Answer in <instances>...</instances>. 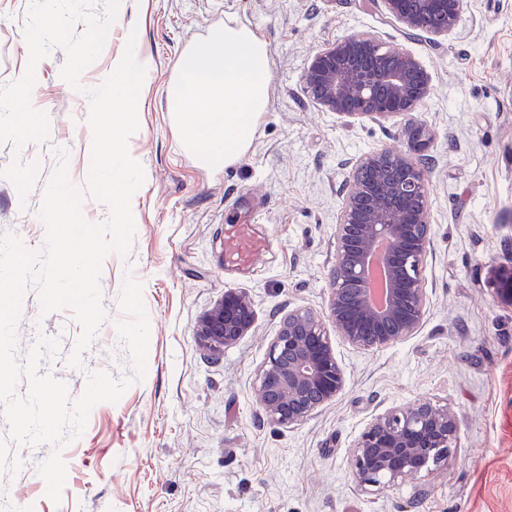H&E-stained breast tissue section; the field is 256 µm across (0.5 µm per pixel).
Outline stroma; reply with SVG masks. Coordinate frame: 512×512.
<instances>
[{"label":"stroma","instance_id":"1","mask_svg":"<svg viewBox=\"0 0 512 512\" xmlns=\"http://www.w3.org/2000/svg\"><path fill=\"white\" fill-rule=\"evenodd\" d=\"M227 18L266 41L271 84L251 149L212 172L183 149L165 90L184 50ZM357 31L427 68L431 95L411 117H342L309 98L311 58ZM132 32L148 70L129 139L144 170L130 252L103 260L105 318L80 367L69 364L81 331L72 312L42 313L32 289L15 349L22 363L39 336L59 339L39 372L64 381L73 400L95 372L131 384L62 447L60 502L38 471L52 446H17L21 467L0 472V512H512V303L499 290L512 275V0H464L443 37L406 30L384 0H0V95L19 93L43 125L21 142L0 112V237L43 252L44 189L62 165L83 218L107 220L88 189L84 120L89 90ZM413 121L433 138L424 320L384 347L334 338L343 391L301 425L273 424L255 372L285 313L327 305L340 188L359 156L403 148ZM255 201L272 247L250 268H223L224 227L245 223ZM128 277L142 286L150 325L139 380L118 333ZM228 290L248 293L256 320L213 357L195 327ZM423 401L457 417L447 462L415 483L356 486L347 466L357 436L387 409Z\"/></svg>","mask_w":512,"mask_h":512}]
</instances>
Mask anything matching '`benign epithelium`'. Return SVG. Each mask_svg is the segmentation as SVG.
<instances>
[{
    "label": "benign epithelium",
    "mask_w": 512,
    "mask_h": 512,
    "mask_svg": "<svg viewBox=\"0 0 512 512\" xmlns=\"http://www.w3.org/2000/svg\"><path fill=\"white\" fill-rule=\"evenodd\" d=\"M409 31L446 36L463 0H384ZM304 84L328 112L355 117L404 116L430 96V76L404 50L384 48L356 32L327 45L311 59ZM431 143L421 124L409 129L407 148L362 155L345 181L335 226V262L327 309H295L280 321L268 357L255 374L267 420L295 426L342 392L345 379L327 326L358 348L390 345L415 334L426 305L419 277L431 244L427 162ZM255 323L244 291L229 290L199 319L195 338L212 356L246 336ZM456 416L431 403L395 407L376 417L355 440L349 478L377 487L418 480L448 459Z\"/></svg>",
    "instance_id": "obj_1"
}]
</instances>
